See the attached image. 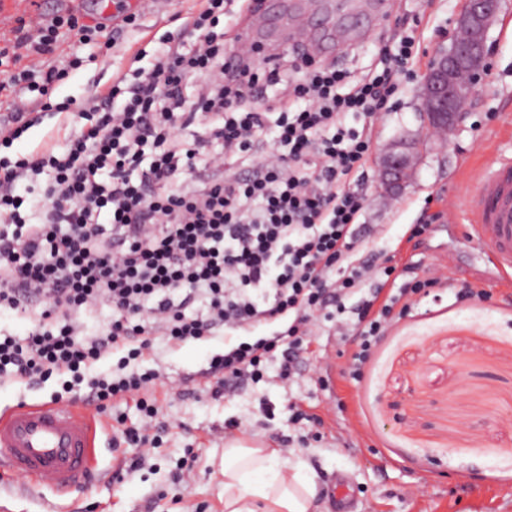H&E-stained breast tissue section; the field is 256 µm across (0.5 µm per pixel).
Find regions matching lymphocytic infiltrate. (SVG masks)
Returning <instances> with one entry per match:
<instances>
[{
    "mask_svg": "<svg viewBox=\"0 0 512 512\" xmlns=\"http://www.w3.org/2000/svg\"><path fill=\"white\" fill-rule=\"evenodd\" d=\"M233 3L198 0L177 32L161 36L150 67L132 51L129 69L77 102L50 100L83 63L73 53L59 58L63 33L83 45L102 38L109 51L136 13L88 25L61 0H40L38 30L22 22L0 42V91L25 104L0 122V313L30 323L22 338L0 333V383L59 376L68 391L91 365L117 358L113 375L85 381L81 401L102 409L139 395L144 423L112 436L113 447H132V470L157 444L160 375L129 364L150 356L157 338L181 345L251 333L211 359L220 397L259 382L274 359L292 380L305 339L348 313L360 339L347 368L355 377L395 308L442 282L413 273L399 285L395 266L353 259L364 244L356 185L378 114L409 70L412 37H401L397 52L380 50L358 78L299 49L262 73L224 48L219 25ZM30 56L37 64L21 66ZM56 115L69 128L64 144L6 156ZM197 123L205 136L179 138ZM270 129V151L257 154ZM229 156L240 164L225 175ZM184 176L198 187L182 189ZM198 301L204 313L187 315ZM101 305L110 319L86 333L81 315Z\"/></svg>",
    "mask_w": 512,
    "mask_h": 512,
    "instance_id": "1",
    "label": "lymphocytic infiltrate"
}]
</instances>
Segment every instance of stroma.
Listing matches in <instances>:
<instances>
[{"label":"stroma","instance_id":"35a3bbf8","mask_svg":"<svg viewBox=\"0 0 512 512\" xmlns=\"http://www.w3.org/2000/svg\"><path fill=\"white\" fill-rule=\"evenodd\" d=\"M466 0H397L362 38L331 55L351 74L364 73L395 31L412 32L417 62L380 112L375 148L422 136L420 94L433 53ZM490 72L462 126L427 138L412 181L391 197L381 190L376 162L359 184L363 223L374 225L368 248L417 273L437 269L485 291L458 301L448 289L416 295L373 348L359 378L341 375L357 349L332 324L305 341L300 375L283 381L271 361L262 381L213 397L203 372L224 349L223 337L170 347L156 341L142 370L162 374L155 396L165 431L139 470L115 479V418L142 423L136 397L104 413L87 486L60 496L21 475L0 474V512H224V445L228 437L280 448L289 467L313 478L321 512H338L334 488L348 486L347 512H512V276L488 263L466 233L463 199L476 172L512 158V0H502L488 34ZM121 58L98 55L75 72L54 100L88 94L108 82ZM433 231L415 249L396 245L411 225ZM320 416L323 426L308 422ZM193 472L175 479L181 464Z\"/></svg>","mask_w":512,"mask_h":512}]
</instances>
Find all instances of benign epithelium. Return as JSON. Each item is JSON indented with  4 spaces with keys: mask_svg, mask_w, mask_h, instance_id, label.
<instances>
[{
    "mask_svg": "<svg viewBox=\"0 0 512 512\" xmlns=\"http://www.w3.org/2000/svg\"><path fill=\"white\" fill-rule=\"evenodd\" d=\"M501 0H467L450 37L448 49L436 53L424 76L420 107L425 115V135L453 130L467 115L476 86L489 72L487 33L497 19ZM418 161V142L399 141L377 157L385 193L400 191L413 177Z\"/></svg>",
    "mask_w": 512,
    "mask_h": 512,
    "instance_id": "1",
    "label": "benign epithelium"
}]
</instances>
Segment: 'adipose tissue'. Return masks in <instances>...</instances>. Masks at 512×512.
Returning a JSON list of instances; mask_svg holds the SVG:
<instances>
[{
	"label": "adipose tissue",
	"mask_w": 512,
	"mask_h": 512,
	"mask_svg": "<svg viewBox=\"0 0 512 512\" xmlns=\"http://www.w3.org/2000/svg\"><path fill=\"white\" fill-rule=\"evenodd\" d=\"M277 449L234 440L224 448V512H316L315 484L278 466Z\"/></svg>",
	"instance_id": "obj_1"
}]
</instances>
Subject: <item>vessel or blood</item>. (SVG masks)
I'll return each mask as SVG.
<instances>
[{
  "label": "vessel or blood",
  "instance_id": "b4317fda",
  "mask_svg": "<svg viewBox=\"0 0 512 512\" xmlns=\"http://www.w3.org/2000/svg\"><path fill=\"white\" fill-rule=\"evenodd\" d=\"M390 0H269L241 28L237 47L272 63L278 50L316 56L389 12ZM470 226L489 261L512 269V159L485 168L469 200ZM100 412L69 401L23 403L0 413V470L64 494L85 484L96 452Z\"/></svg>",
  "mask_w": 512,
  "mask_h": 512
}]
</instances>
